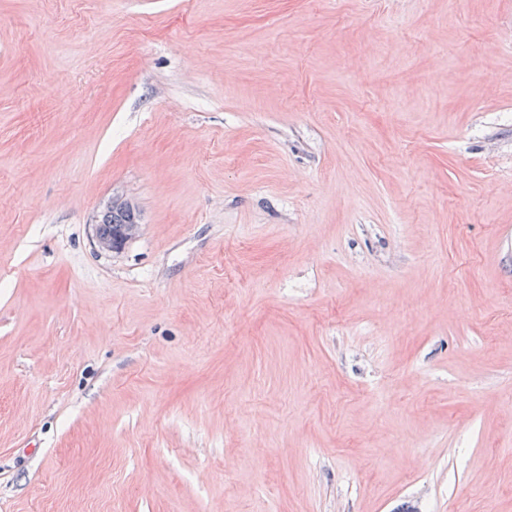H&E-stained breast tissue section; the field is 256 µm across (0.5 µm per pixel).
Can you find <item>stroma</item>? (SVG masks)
<instances>
[{"instance_id": "35a3bbf8", "label": "stroma", "mask_w": 512, "mask_h": 512, "mask_svg": "<svg viewBox=\"0 0 512 512\" xmlns=\"http://www.w3.org/2000/svg\"><path fill=\"white\" fill-rule=\"evenodd\" d=\"M0 512H512V0H0ZM107 211H112V213L104 215L102 219L104 232L101 230V224L95 225V243L99 250L116 252L121 250L125 243L136 234L139 226L138 216L134 210L112 207V202ZM127 224L128 226L122 230L123 226ZM120 230H122L120 234L113 235Z\"/></svg>"}]
</instances>
